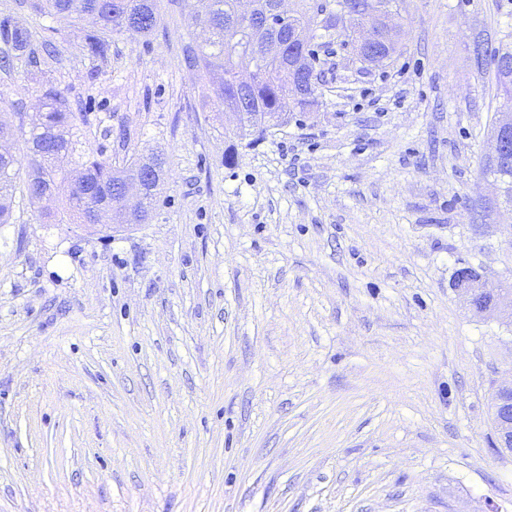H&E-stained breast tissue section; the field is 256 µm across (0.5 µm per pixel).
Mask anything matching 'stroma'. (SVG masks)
<instances>
[{
	"instance_id": "1",
	"label": "stroma",
	"mask_w": 512,
	"mask_h": 512,
	"mask_svg": "<svg viewBox=\"0 0 512 512\" xmlns=\"http://www.w3.org/2000/svg\"><path fill=\"white\" fill-rule=\"evenodd\" d=\"M158 8L98 69L83 31L0 0L59 50L0 68L20 170L46 83L80 151L167 159L148 223L47 224L19 194L0 224V512H512L489 408L512 322L450 286L512 284L487 168L512 0H400L382 67L314 39L317 104L230 163L182 0Z\"/></svg>"
}]
</instances>
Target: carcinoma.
<instances>
[{
    "label": "carcinoma",
    "instance_id": "1",
    "mask_svg": "<svg viewBox=\"0 0 512 512\" xmlns=\"http://www.w3.org/2000/svg\"><path fill=\"white\" fill-rule=\"evenodd\" d=\"M328 0H299L280 30H253L244 24L236 9V0H188L190 25L202 28L208 38L202 43L190 40L184 45L185 65L198 74L202 82L221 73L220 82L211 92L219 104L237 98V74L243 59L254 61L252 83L246 85L248 103L244 131L239 140L257 143L266 138L270 127L288 124L294 112H304L318 102V87L300 88L288 72V31L303 24L314 32L328 34L334 26L320 25L319 15L328 13ZM35 9L76 24L85 18L95 20L96 29L85 37V50L94 61L105 63L110 56L112 36L135 25L143 35L152 34L160 23L157 0H39ZM278 34L281 53L267 57L262 41ZM37 34L13 17H0V63L9 65L24 59L31 67L41 65L38 49L54 54L53 43L45 40L35 45ZM498 87L506 102L512 104V68L505 70L491 58ZM75 114L68 99L52 85H46L41 95V110L35 117L28 143L33 155L26 173L25 191L30 202L51 199L58 175L70 177L68 198L63 209L54 216L57 224H90L98 210L112 206V187L129 178L144 175V157L126 154L122 159L103 157V152L88 155L78 161L77 168L66 171L77 151ZM14 157H0V194H14L19 169Z\"/></svg>",
    "mask_w": 512,
    "mask_h": 512
}]
</instances>
